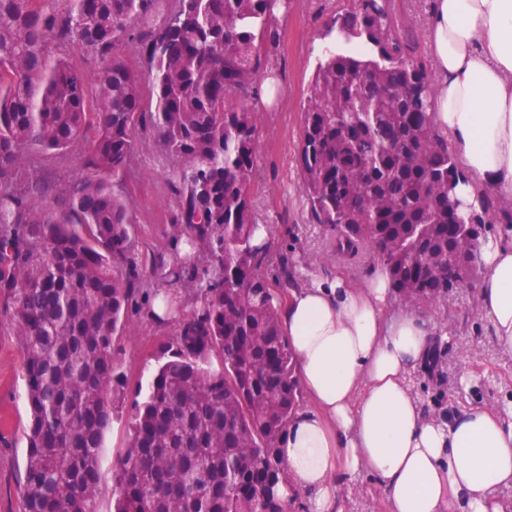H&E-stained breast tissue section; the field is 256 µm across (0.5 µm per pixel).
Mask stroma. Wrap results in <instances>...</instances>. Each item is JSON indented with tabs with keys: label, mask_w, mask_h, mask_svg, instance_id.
Segmentation results:
<instances>
[{
	"label": "stroma",
	"mask_w": 512,
	"mask_h": 512,
	"mask_svg": "<svg viewBox=\"0 0 512 512\" xmlns=\"http://www.w3.org/2000/svg\"><path fill=\"white\" fill-rule=\"evenodd\" d=\"M389 4L394 35L411 39L416 58L428 61L426 18L431 0H389ZM354 5L355 0H291L289 8L276 13L267 62L253 82L250 106L259 120L251 197L258 223L269 231L265 276L278 298L285 290L282 271L286 268L303 267L320 275L340 271L361 281L377 266L368 254L355 260L337 257L335 231L310 219L299 167L303 105L317 62L332 39L328 23ZM90 145V140L83 139L62 154L27 153L21 166L24 171L47 175L61 188L89 176L83 157ZM181 165L180 159L165 152L150 122L140 121L134 153L119 186L135 225L140 260L175 251L172 214L176 201L171 182ZM480 280V275H473L441 303L418 307L419 312L435 319L439 331L449 335L451 395L447 408L451 411L472 404L498 408L512 402V358H504L498 351L487 320L477 308ZM162 286L159 280L146 284L114 342L116 363L132 388L150 378L161 348L179 328L175 322L155 324L145 315L153 290ZM467 373L473 374L475 381L464 390L459 379ZM27 423L21 338L16 323L0 306V512H22L19 484L24 475ZM126 429L127 418L122 415L113 419L106 435L97 512H112L113 455ZM341 495L346 512H389L385 494L373 478L366 476L357 484L343 486Z\"/></svg>",
	"instance_id": "obj_1"
}]
</instances>
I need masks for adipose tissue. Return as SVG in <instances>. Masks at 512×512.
Masks as SVG:
<instances>
[{"label": "adipose tissue", "instance_id": "ef3b65f1", "mask_svg": "<svg viewBox=\"0 0 512 512\" xmlns=\"http://www.w3.org/2000/svg\"><path fill=\"white\" fill-rule=\"evenodd\" d=\"M427 28L439 131L469 173L461 215L496 199L502 221L482 238L478 309L497 348L512 355V0H432ZM384 267L291 280L280 327L312 402L278 454L283 499L309 512H344L339 488L373 477L389 512H512V406L425 416L408 377L437 336L432 318L390 313Z\"/></svg>", "mask_w": 512, "mask_h": 512}]
</instances>
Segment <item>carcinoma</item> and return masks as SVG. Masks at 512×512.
I'll return each mask as SVG.
<instances>
[{
    "mask_svg": "<svg viewBox=\"0 0 512 512\" xmlns=\"http://www.w3.org/2000/svg\"><path fill=\"white\" fill-rule=\"evenodd\" d=\"M387 2L358 0L334 18L338 35L373 51L325 50L299 163L310 217L336 229V251H370L407 305L433 304L457 287L448 267L469 230L484 236L497 215H458L451 195L467 175L436 129L431 74L391 37ZM274 20L270 0H0V294L22 336V512H95L106 432L126 396L114 339L152 278L195 286L199 307L137 384L112 512H291L278 448L302 390L254 244L246 107ZM130 38L146 86L120 54ZM53 47L96 55L95 93ZM145 116L186 161L172 182L184 256L147 265L114 189ZM89 126L85 167L97 177L58 191L19 173L24 153L67 150ZM445 356L439 340L427 379L446 378Z\"/></svg>",
    "mask_w": 512,
    "mask_h": 512,
    "instance_id": "carcinoma-1",
    "label": "carcinoma"
}]
</instances>
